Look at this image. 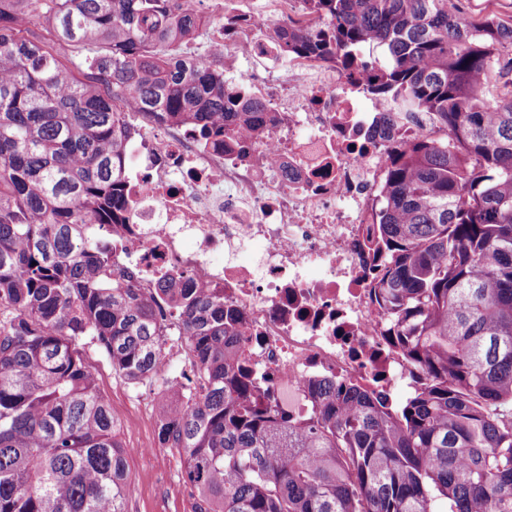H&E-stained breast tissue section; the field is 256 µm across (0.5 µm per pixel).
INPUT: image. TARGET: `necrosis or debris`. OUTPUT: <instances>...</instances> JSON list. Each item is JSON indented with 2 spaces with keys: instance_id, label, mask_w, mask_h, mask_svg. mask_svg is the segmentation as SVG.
<instances>
[{
  "instance_id": "necrosis-or-debris-1",
  "label": "necrosis or debris",
  "mask_w": 512,
  "mask_h": 512,
  "mask_svg": "<svg viewBox=\"0 0 512 512\" xmlns=\"http://www.w3.org/2000/svg\"><path fill=\"white\" fill-rule=\"evenodd\" d=\"M220 8L234 23L201 12L199 29L224 52L225 86L265 102L266 127L217 151L189 128L130 113L141 135L127 147L132 204L112 227L115 264L144 293L178 274L222 295L242 321L237 346L253 377L290 415L310 410L317 380L385 395L411 384L417 371L374 299L370 241L393 146L430 124H384L392 103L358 74L284 53L267 33L292 0H268L259 14L241 0ZM244 58L265 61L264 73L243 72ZM256 241L264 251L252 269L238 253Z\"/></svg>"
}]
</instances>
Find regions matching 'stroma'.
Listing matches in <instances>:
<instances>
[{
	"mask_svg": "<svg viewBox=\"0 0 512 512\" xmlns=\"http://www.w3.org/2000/svg\"><path fill=\"white\" fill-rule=\"evenodd\" d=\"M88 362L97 373L98 386L116 419L123 427L120 439L130 448L127 471L132 487L129 512H193L194 499L186 492L181 455L175 448H160L153 456L141 457L137 448L156 441V426L148 423L132 426L134 401L150 404L154 414H161L167 395L161 383L132 385L112 370V365L95 343L84 347Z\"/></svg>",
	"mask_w": 512,
	"mask_h": 512,
	"instance_id": "stroma-1",
	"label": "stroma"
}]
</instances>
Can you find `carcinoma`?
Listing matches in <instances>:
<instances>
[{
	"label": "carcinoma",
	"instance_id": "cac0c4a2",
	"mask_svg": "<svg viewBox=\"0 0 512 512\" xmlns=\"http://www.w3.org/2000/svg\"><path fill=\"white\" fill-rule=\"evenodd\" d=\"M301 2L288 53L364 72L432 126L391 152L373 241L378 303L422 382L397 409L319 383L292 418L240 365L223 298L175 275L144 295L115 271L100 235L130 206L126 113L221 147L265 122L224 66L183 55L194 0H0V512H127L128 450L84 340L137 384L164 336L194 357L157 426L193 512H512V16Z\"/></svg>",
	"mask_w": 512,
	"mask_h": 512
}]
</instances>
